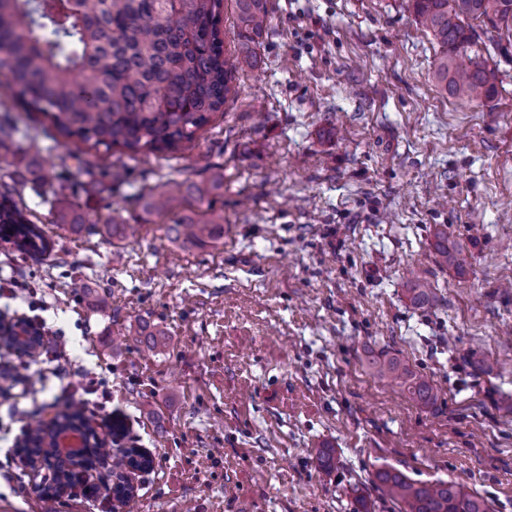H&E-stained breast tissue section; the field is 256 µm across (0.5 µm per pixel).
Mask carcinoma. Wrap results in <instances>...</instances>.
Segmentation results:
<instances>
[{"instance_id":"carcinoma-1","label":"carcinoma","mask_w":512,"mask_h":512,"mask_svg":"<svg viewBox=\"0 0 512 512\" xmlns=\"http://www.w3.org/2000/svg\"><path fill=\"white\" fill-rule=\"evenodd\" d=\"M236 16L237 52L250 68L258 66L259 49L269 28L267 0H230ZM413 15L432 33L441 51L434 76L442 90L467 103H480L498 94L497 73L490 66L487 42L492 33L512 36V0H410ZM223 0H0V70L28 112L43 114L66 138H76L105 154L115 149L135 156L173 152L192 142L215 112L223 111L232 92L231 69L224 57ZM488 35L482 41L472 22ZM33 182L43 188L55 175L40 159L26 165ZM224 188V172L213 170L200 181L188 178L143 187L132 201L149 213L172 217L171 241L185 249L224 244V213L207 209L195 216L182 212ZM16 186H0V228L36 257L52 243L15 196ZM62 224L73 230L124 236L126 225L100 222L61 205ZM436 252L445 266L458 264L448 251L447 237L436 233ZM73 287L92 296L97 310L112 307V295L76 280ZM410 303L428 305L430 282L406 283ZM377 375L388 378L421 407L437 402L438 393L427 376L396 357L370 361ZM51 423L29 427L16 454L35 457L53 471L45 496H59L75 486L74 467L111 462L113 485L108 490L123 501L132 487L125 471L148 470L153 458L137 448H124L122 424L112 427V442L96 439L80 403L55 405ZM73 427L93 438L82 459L66 463L44 440L56 428ZM372 484L399 504V512H490L487 501L456 480L420 482L399 469L384 466L372 474Z\"/></svg>"}]
</instances>
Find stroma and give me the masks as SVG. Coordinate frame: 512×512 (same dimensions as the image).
Listing matches in <instances>:
<instances>
[{"instance_id": "stroma-1", "label": "stroma", "mask_w": 512, "mask_h": 512, "mask_svg": "<svg viewBox=\"0 0 512 512\" xmlns=\"http://www.w3.org/2000/svg\"><path fill=\"white\" fill-rule=\"evenodd\" d=\"M260 69L224 52L233 91L192 143L137 156L61 136L24 111L0 73V113L18 133L0 142V181L23 160L56 164L52 190L23 200L54 243L39 258L0 242V276L26 300L0 296V317L33 318L68 350L54 367L108 392L91 424L153 468L118 503L99 494L33 493L13 451L37 411L66 397L53 376L0 391V512H395L370 484L391 465L416 481L458 480L512 512V40L490 50L499 93L479 105L433 78L439 46L407 0H268ZM224 170L210 196L224 244L184 249L167 217L128 199L170 179ZM124 171L114 183L109 168ZM132 224L111 239L57 225L60 202ZM466 258L443 266L434 234ZM432 304L411 305L409 274ZM81 279L112 295L97 311ZM160 329L154 350L137 342ZM385 353L430 377L428 408L369 369ZM336 467H318V449Z\"/></svg>"}]
</instances>
